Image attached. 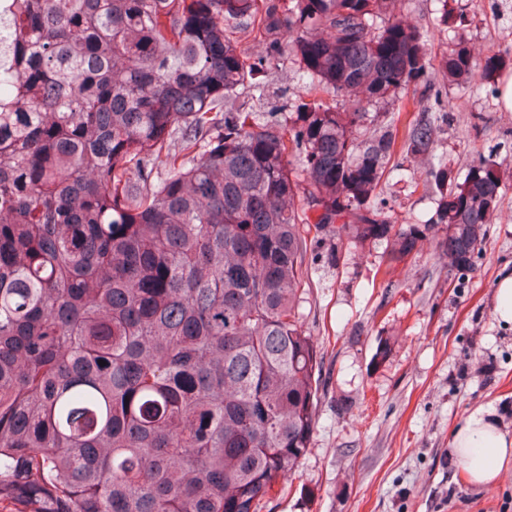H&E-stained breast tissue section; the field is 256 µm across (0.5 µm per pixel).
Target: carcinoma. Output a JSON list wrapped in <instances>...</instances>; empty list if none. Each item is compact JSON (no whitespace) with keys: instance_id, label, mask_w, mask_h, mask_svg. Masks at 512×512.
Masks as SVG:
<instances>
[{"instance_id":"1","label":"carcinoma","mask_w":512,"mask_h":512,"mask_svg":"<svg viewBox=\"0 0 512 512\" xmlns=\"http://www.w3.org/2000/svg\"><path fill=\"white\" fill-rule=\"evenodd\" d=\"M440 3L455 28L436 60L402 0H8L0 504L266 508L321 402L308 249L329 233L333 254L384 244L398 261L425 238L462 269L500 207V162L456 176L437 158L448 111L429 75L478 94L512 55L476 53L465 7ZM286 59L300 90L277 129L247 101ZM416 164L433 212L394 224L388 177Z\"/></svg>"}]
</instances>
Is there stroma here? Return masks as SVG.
<instances>
[{
	"mask_svg": "<svg viewBox=\"0 0 512 512\" xmlns=\"http://www.w3.org/2000/svg\"><path fill=\"white\" fill-rule=\"evenodd\" d=\"M468 18L478 48L512 53V0H468ZM446 92L453 108L439 151L455 174L476 151L498 154L501 212L463 276L426 241L397 262L382 245L337 261L326 242L308 252L299 314L323 348L322 399L309 451L267 512H512V467L480 487L452 452L478 409L512 433V327L494 315L497 283L512 275V112L493 85ZM425 182L419 168L389 184L394 223L427 219ZM383 344L387 356L375 361Z\"/></svg>",
	"mask_w": 512,
	"mask_h": 512,
	"instance_id": "stroma-1",
	"label": "stroma"
}]
</instances>
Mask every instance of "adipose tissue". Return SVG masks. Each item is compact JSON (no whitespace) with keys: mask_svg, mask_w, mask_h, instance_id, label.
I'll return each instance as SVG.
<instances>
[{"mask_svg":"<svg viewBox=\"0 0 512 512\" xmlns=\"http://www.w3.org/2000/svg\"><path fill=\"white\" fill-rule=\"evenodd\" d=\"M452 445L456 458L475 485L490 484L512 463V434L502 431L489 413L481 410L471 413L457 429ZM476 447L482 450L478 459L471 455Z\"/></svg>","mask_w":512,"mask_h":512,"instance_id":"1","label":"adipose tissue"}]
</instances>
